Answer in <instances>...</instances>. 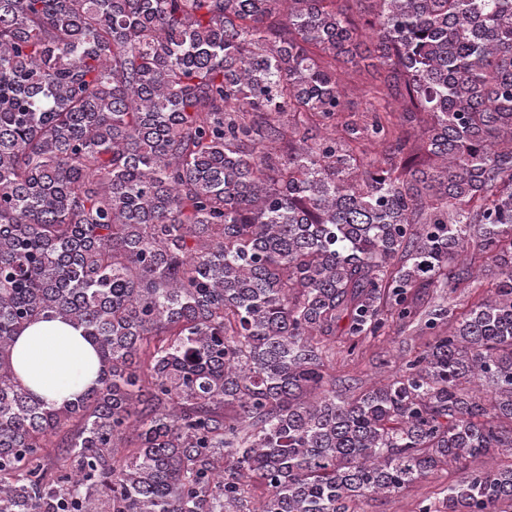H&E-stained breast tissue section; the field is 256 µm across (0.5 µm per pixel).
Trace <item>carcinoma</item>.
Listing matches in <instances>:
<instances>
[{
  "label": "carcinoma",
  "mask_w": 512,
  "mask_h": 512,
  "mask_svg": "<svg viewBox=\"0 0 512 512\" xmlns=\"http://www.w3.org/2000/svg\"><path fill=\"white\" fill-rule=\"evenodd\" d=\"M337 2L0 0V512H360L450 469L415 512H512V0ZM48 318L99 361L62 406L10 361ZM415 325L370 387L325 368ZM492 282L493 276L490 273H480L478 282L476 283L477 288H468L465 291L458 290L456 293H450L448 288H437L434 289V292H432V290L430 291L428 300L438 304L443 302V298L448 297V293H450V296L454 298L457 305L458 312H462L466 310L472 302L485 296L487 290L492 286Z\"/></svg>",
  "instance_id": "obj_1"
}]
</instances>
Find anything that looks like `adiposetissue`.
<instances>
[{"instance_id": "adipose-tissue-1", "label": "adipose tissue", "mask_w": 512, "mask_h": 512, "mask_svg": "<svg viewBox=\"0 0 512 512\" xmlns=\"http://www.w3.org/2000/svg\"><path fill=\"white\" fill-rule=\"evenodd\" d=\"M12 365L36 397L64 405L93 386L97 356L81 328L60 319H42L18 334Z\"/></svg>"}]
</instances>
